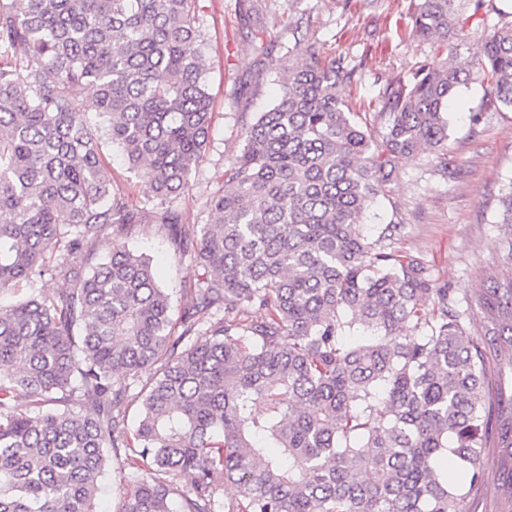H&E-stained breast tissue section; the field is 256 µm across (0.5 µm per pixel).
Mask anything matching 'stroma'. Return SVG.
Here are the masks:
<instances>
[{"label":"stroma","instance_id":"stroma-1","mask_svg":"<svg viewBox=\"0 0 512 512\" xmlns=\"http://www.w3.org/2000/svg\"><path fill=\"white\" fill-rule=\"evenodd\" d=\"M267 27L280 33L278 23L288 17L309 20L312 42L301 43L293 56L306 58L308 49L320 56L342 55L361 67L357 83L339 92L352 111L373 117L378 89L385 80L410 76L418 62L443 60L447 52L414 40L407 11L409 0H268ZM203 18L200 44L210 64L213 121L202 164L190 175V190L177 199L185 223L210 224L214 217L207 198L223 183L224 167L241 149L240 133L256 113L267 109L279 86L273 74L256 78L250 68L252 48L236 12V0H198ZM483 95L471 86L448 104L450 138L446 152L456 164L454 177L434 173L433 157L423 151L405 160L401 175L387 196L379 199L363 232L377 239L386 225L397 224V247L419 257L430 274L454 294L459 309L481 284L483 269L499 253L506 232L498 222V196L512 178V112H487L473 122L472 111ZM105 162L112 171L116 192L130 203L145 205L150 185L129 168L111 143H103ZM122 246L152 256L159 264L162 284L173 294L175 311L187 302L185 287L199 270L181 261L163 227L146 219L131 236L104 243L101 254Z\"/></svg>","mask_w":512,"mask_h":512}]
</instances>
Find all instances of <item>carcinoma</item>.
Here are the masks:
<instances>
[{
  "label": "carcinoma",
  "mask_w": 512,
  "mask_h": 512,
  "mask_svg": "<svg viewBox=\"0 0 512 512\" xmlns=\"http://www.w3.org/2000/svg\"><path fill=\"white\" fill-rule=\"evenodd\" d=\"M197 2L0 0V296L35 276L72 284L0 304V512H96L128 460L137 475L116 512H215L228 481L227 512H463L491 439L483 512H512V232L506 269H488L461 312L388 243L394 227L374 242L361 231L404 159L443 151L462 89L483 90L476 122L512 111V20L464 57L449 45L440 64L385 81L368 127L339 94L357 66L275 56L264 0H238L252 71H275L279 94L241 132L207 200L216 223L198 230L173 206L212 120ZM482 3L410 0L412 34L444 43ZM104 136L153 185L145 206L112 193ZM498 202L512 229V182ZM146 218L203 270L177 321L149 258L117 247L92 263ZM357 323L372 336L345 341ZM19 395L33 412L15 410Z\"/></svg>",
  "instance_id": "obj_1"
}]
</instances>
